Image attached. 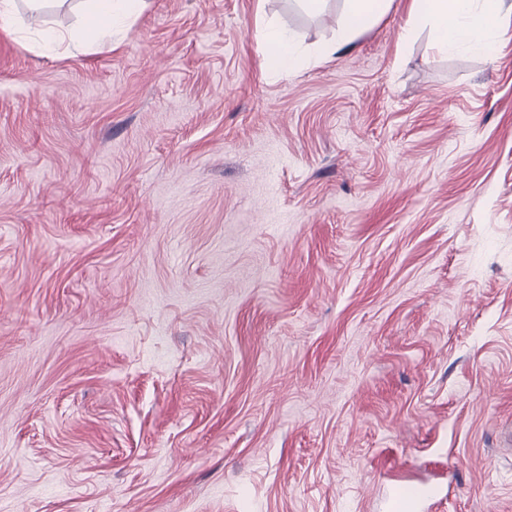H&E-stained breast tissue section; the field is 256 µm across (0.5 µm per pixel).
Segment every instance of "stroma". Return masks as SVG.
Masks as SVG:
<instances>
[{"instance_id":"obj_1","label":"stroma","mask_w":512,"mask_h":512,"mask_svg":"<svg viewBox=\"0 0 512 512\" xmlns=\"http://www.w3.org/2000/svg\"><path fill=\"white\" fill-rule=\"evenodd\" d=\"M343 0L0 32V512H512V40ZM304 62L264 75L256 11ZM85 16L80 30L69 36L53 30L44 32L48 42H67L75 55L90 49L112 48V35L136 20L148 7V0H80ZM391 0H344L343 20L336 32V39L321 48L325 57L336 49L351 44L357 35L375 23L389 9Z\"/></svg>"}]
</instances>
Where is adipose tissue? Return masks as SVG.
Returning a JSON list of instances; mask_svg holds the SVG:
<instances>
[{"instance_id": "ef3b65f1", "label": "adipose tissue", "mask_w": 512, "mask_h": 512, "mask_svg": "<svg viewBox=\"0 0 512 512\" xmlns=\"http://www.w3.org/2000/svg\"><path fill=\"white\" fill-rule=\"evenodd\" d=\"M85 16L80 30L69 36L48 30L49 42L66 41L72 53H83L111 45L112 36L136 20L149 0H80ZM391 0H344L343 20L335 39L321 48L323 56L351 44L357 35L375 23L389 9ZM505 0H412L410 17L414 25L430 28L434 46L440 52L460 48L493 54L502 32L497 18ZM259 36L263 45L262 68L279 77L291 75L300 64L293 34L276 20L260 18Z\"/></svg>"}]
</instances>
